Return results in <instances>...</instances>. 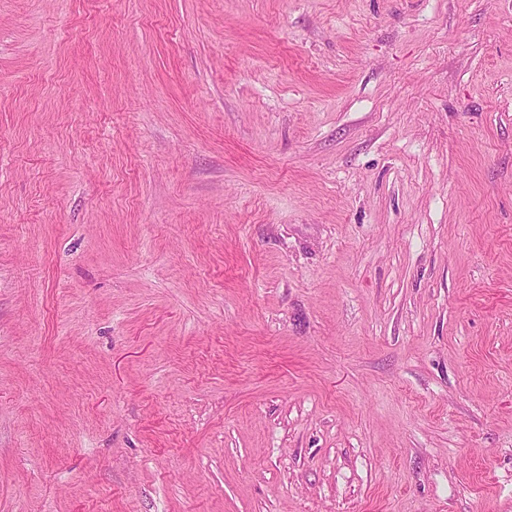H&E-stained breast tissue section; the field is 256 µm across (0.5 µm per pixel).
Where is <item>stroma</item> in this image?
Instances as JSON below:
<instances>
[{"label":"stroma","mask_w":512,"mask_h":512,"mask_svg":"<svg viewBox=\"0 0 512 512\" xmlns=\"http://www.w3.org/2000/svg\"><path fill=\"white\" fill-rule=\"evenodd\" d=\"M0 512H512V0H0Z\"/></svg>","instance_id":"stroma-1"}]
</instances>
